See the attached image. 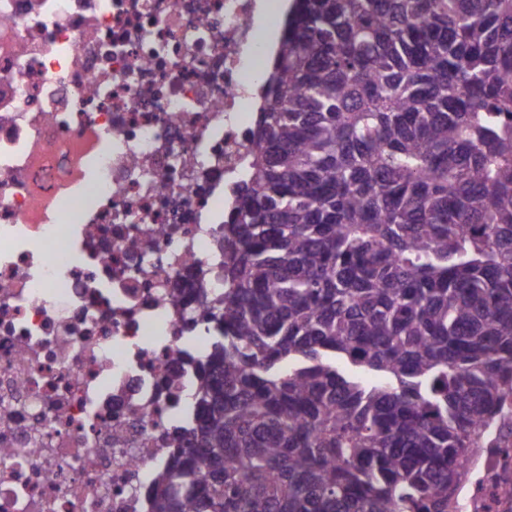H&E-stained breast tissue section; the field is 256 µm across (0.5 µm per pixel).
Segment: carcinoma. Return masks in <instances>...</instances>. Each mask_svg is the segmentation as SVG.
<instances>
[{"mask_svg":"<svg viewBox=\"0 0 512 512\" xmlns=\"http://www.w3.org/2000/svg\"><path fill=\"white\" fill-rule=\"evenodd\" d=\"M252 141L150 512H462L512 407V0H293Z\"/></svg>","mask_w":512,"mask_h":512,"instance_id":"obj_1","label":"carcinoma"}]
</instances>
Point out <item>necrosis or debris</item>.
Instances as JSON below:
<instances>
[{
  "instance_id": "4bbe7bcc",
  "label": "necrosis or debris",
  "mask_w": 512,
  "mask_h": 512,
  "mask_svg": "<svg viewBox=\"0 0 512 512\" xmlns=\"http://www.w3.org/2000/svg\"><path fill=\"white\" fill-rule=\"evenodd\" d=\"M265 2L0 0V512H149L186 447Z\"/></svg>"
}]
</instances>
